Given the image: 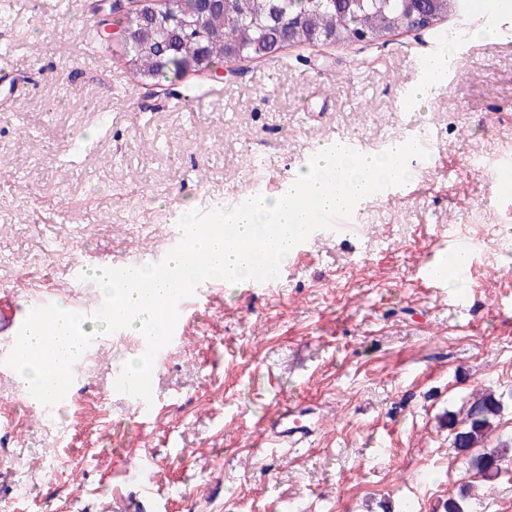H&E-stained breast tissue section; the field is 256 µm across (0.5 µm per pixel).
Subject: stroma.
Wrapping results in <instances>:
<instances>
[{
    "label": "stroma",
    "mask_w": 512,
    "mask_h": 512,
    "mask_svg": "<svg viewBox=\"0 0 512 512\" xmlns=\"http://www.w3.org/2000/svg\"><path fill=\"white\" fill-rule=\"evenodd\" d=\"M0 292L98 296L83 264L163 249L184 207L276 194L327 142L379 153L411 135L415 194L369 196L353 237H315L305 261L252 293L215 282L156 360L154 407L114 382L139 336H96L72 396L38 418L0 370V512H123L156 460L158 512H512V476L485 482L450 451L448 412L506 394L512 435V12L456 76L405 106L436 36L469 38L453 13L373 42L299 43L216 81L142 79L122 43L86 32L92 0H0ZM473 243L468 287L430 288L437 239ZM306 448L260 444L277 407ZM221 482V495L205 488Z\"/></svg>",
    "instance_id": "obj_1"
}]
</instances>
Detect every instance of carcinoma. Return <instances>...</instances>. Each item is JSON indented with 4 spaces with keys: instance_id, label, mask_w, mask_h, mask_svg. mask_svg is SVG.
Segmentation results:
<instances>
[{
    "instance_id": "carcinoma-1",
    "label": "carcinoma",
    "mask_w": 512,
    "mask_h": 512,
    "mask_svg": "<svg viewBox=\"0 0 512 512\" xmlns=\"http://www.w3.org/2000/svg\"><path fill=\"white\" fill-rule=\"evenodd\" d=\"M460 0H445L438 8L429 3L419 4L428 14L427 26L433 27L454 13ZM280 23L268 20L271 0H228L213 10L204 20V41L213 60L224 59L229 45L239 47L235 62L259 58V48L288 42V19L302 16L322 41L348 38L359 33L369 40H379L391 32L409 29V12L405 0H353L340 10L330 6L329 0H279ZM143 9L159 16V25L151 27L152 36L142 46L128 51L130 61L146 80L178 78L182 75L183 58L199 47L195 30L183 34L182 50L170 54L159 64L158 48L167 33L177 27L174 15L162 4H148ZM503 409L502 397L492 391H476L468 397L458 414H448V440L454 453L469 461L486 481L501 473H511L512 437L498 438L494 448H488L487 439L494 421Z\"/></svg>"
}]
</instances>
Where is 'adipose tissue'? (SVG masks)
<instances>
[{
  "label": "adipose tissue",
  "mask_w": 512,
  "mask_h": 512,
  "mask_svg": "<svg viewBox=\"0 0 512 512\" xmlns=\"http://www.w3.org/2000/svg\"><path fill=\"white\" fill-rule=\"evenodd\" d=\"M85 334L80 313L70 310L50 330H39L27 336L26 344L33 346L36 353L18 369L22 388L46 387L55 382L57 375L77 358Z\"/></svg>",
  "instance_id": "obj_1"
}]
</instances>
